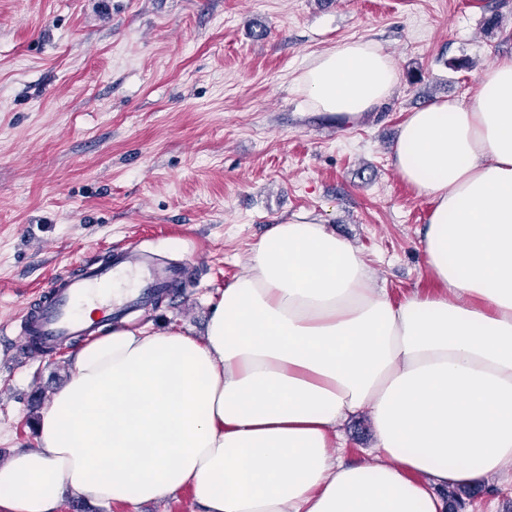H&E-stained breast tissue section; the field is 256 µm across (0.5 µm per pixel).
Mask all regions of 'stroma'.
<instances>
[{"instance_id": "35a3bbf8", "label": "stroma", "mask_w": 512, "mask_h": 512, "mask_svg": "<svg viewBox=\"0 0 512 512\" xmlns=\"http://www.w3.org/2000/svg\"><path fill=\"white\" fill-rule=\"evenodd\" d=\"M362 39L398 87L346 127L296 92L312 56ZM512 59V0H0V459L34 446L69 348L24 355L12 323L58 273L134 246L190 267L134 328L203 337L210 301L269 228L319 217L392 302L442 290L421 238L432 203L395 171L410 112L470 103ZM343 459L377 438L337 428ZM445 512H512V480L438 490ZM59 512H198L189 490L136 510L68 495Z\"/></svg>"}]
</instances>
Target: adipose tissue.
I'll use <instances>...</instances> for the list:
<instances>
[{
  "instance_id": "obj_1",
  "label": "adipose tissue",
  "mask_w": 512,
  "mask_h": 512,
  "mask_svg": "<svg viewBox=\"0 0 512 512\" xmlns=\"http://www.w3.org/2000/svg\"><path fill=\"white\" fill-rule=\"evenodd\" d=\"M398 82L362 40L294 80L347 115ZM392 164L433 203L421 244L441 293L393 303L347 240L293 214L212 303L203 338L115 327L72 353L36 445L0 463V512L185 488L199 512H443L439 486L511 473L512 60L471 103L410 112ZM361 410L377 446L347 464L336 427Z\"/></svg>"
}]
</instances>
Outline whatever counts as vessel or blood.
I'll list each match as a JSON object with an SVG mask.
<instances>
[{"mask_svg": "<svg viewBox=\"0 0 512 512\" xmlns=\"http://www.w3.org/2000/svg\"><path fill=\"white\" fill-rule=\"evenodd\" d=\"M184 265L159 260L135 247L110 250L103 262L86 261L77 271L58 274L19 324L21 347L28 356L47 358L69 339L96 335L122 322L158 296L180 287ZM92 315H83L84 307Z\"/></svg>", "mask_w": 512, "mask_h": 512, "instance_id": "1", "label": "vessel or blood"}]
</instances>
